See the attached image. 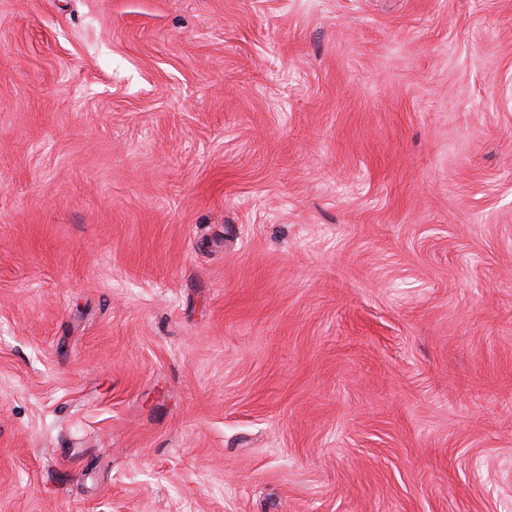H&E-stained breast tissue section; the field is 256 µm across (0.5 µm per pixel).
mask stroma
Here are the masks:
<instances>
[{
  "instance_id": "35a3bbf8",
  "label": "stroma",
  "mask_w": 512,
  "mask_h": 512,
  "mask_svg": "<svg viewBox=\"0 0 512 512\" xmlns=\"http://www.w3.org/2000/svg\"><path fill=\"white\" fill-rule=\"evenodd\" d=\"M0 512H512V0H0Z\"/></svg>"
}]
</instances>
